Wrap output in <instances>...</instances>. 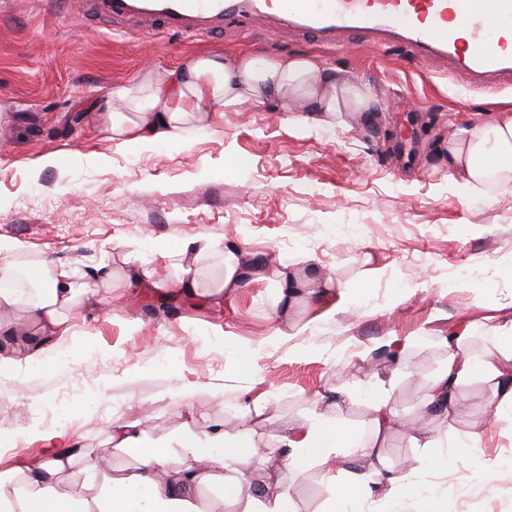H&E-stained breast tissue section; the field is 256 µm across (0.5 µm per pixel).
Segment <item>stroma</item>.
I'll return each mask as SVG.
<instances>
[{
  "mask_svg": "<svg viewBox=\"0 0 512 512\" xmlns=\"http://www.w3.org/2000/svg\"><path fill=\"white\" fill-rule=\"evenodd\" d=\"M147 26L108 23L76 0H0V239L23 269L49 258L88 282L112 273L74 335L36 338L35 362L0 384V458H40L46 435L61 434L86 468L113 430L139 420L177 470L183 428H246L265 447L252 485L287 491L296 512H324L325 466L288 465L279 431L246 418L245 392H267V415L283 421L333 395L327 418L367 442L370 382L394 380L398 410L413 418L448 335L463 333L471 354L496 347L493 326L512 321V189L465 192L438 153L461 121L511 107L512 85L471 90L404 49L337 48L263 15L217 36L147 37ZM213 51L316 55L373 87L377 119L310 131L268 101L147 148L116 145L88 121L113 88ZM194 236L236 238L263 258L309 255L337 286L285 312L263 281L213 301V261L192 298L126 287L131 266L171 273ZM367 254L380 275L364 274ZM324 306L335 315L320 317ZM392 336L405 344L397 363L385 356ZM457 396L465 412L435 427L452 442L479 432L471 457L438 458L399 430L381 443L383 469L413 486L401 512H424L432 489L442 512H512V411L478 375Z\"/></svg>",
  "mask_w": 512,
  "mask_h": 512,
  "instance_id": "35a3bbf8",
  "label": "stroma"
}]
</instances>
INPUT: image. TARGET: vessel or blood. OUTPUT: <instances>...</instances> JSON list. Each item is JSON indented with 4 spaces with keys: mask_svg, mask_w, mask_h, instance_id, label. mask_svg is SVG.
<instances>
[{
    "mask_svg": "<svg viewBox=\"0 0 512 512\" xmlns=\"http://www.w3.org/2000/svg\"><path fill=\"white\" fill-rule=\"evenodd\" d=\"M109 18L150 16L192 36L258 13L326 41L351 33L410 51L469 88L512 82V0H89Z\"/></svg>",
    "mask_w": 512,
    "mask_h": 512,
    "instance_id": "b4317fda",
    "label": "vessel or blood"
}]
</instances>
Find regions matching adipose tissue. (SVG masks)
<instances>
[{
    "label": "adipose tissue",
    "mask_w": 512,
    "mask_h": 512,
    "mask_svg": "<svg viewBox=\"0 0 512 512\" xmlns=\"http://www.w3.org/2000/svg\"><path fill=\"white\" fill-rule=\"evenodd\" d=\"M113 106L94 110L100 133L122 144L150 145L184 131L198 115L240 111L246 104L277 101L298 103L305 123L316 127L347 128L372 121L373 98L361 81L326 68L313 56L289 55L259 58L246 53L208 54L191 58L179 67L147 74L138 83L113 89ZM451 182L484 192L490 184L512 186V112L503 111L489 122L465 123L455 128L442 155ZM13 247L0 242V310L23 307L13 331L18 335L44 332L52 336L74 333L75 313L95 299L99 288L90 287L53 260H42L31 284L38 289L33 298L11 288L18 268L11 259ZM218 255L222 269V292L232 294L256 277L276 288L278 302L290 307L308 289L334 287L332 276H298L293 259L262 265L254 253L238 241L225 240L217 248L203 237L185 240L180 261L172 276L158 286L179 293L196 291L202 263ZM498 341L495 353L475 357L449 349L448 363L435 379L429 399L438 416L447 417L457 408V386L467 378L482 375L494 384V394L503 408H512V322L494 326ZM218 455L200 454L196 433H189L186 446L192 461L175 471L167 470L163 446L146 440L138 423L131 422L111 435L108 447L99 449L93 466L75 469L78 448L65 445L53 449L38 463L13 462L0 470V512H211L195 490L215 464H236L237 477L226 486L232 500H243L241 512H284L285 497L272 499L257 493L242 497V483L251 462L263 447L250 437L215 431L209 437ZM354 443L353 436L330 423L320 412L283 426L282 444L290 448L296 462H327L337 448ZM135 448L139 466L120 477L109 473L112 451ZM366 469L358 481L365 494H377L398 504L406 493V480L384 474L374 444L359 445ZM70 473L67 493H60L59 478Z\"/></svg>",
    "instance_id": "adipose-tissue-1"
}]
</instances>
